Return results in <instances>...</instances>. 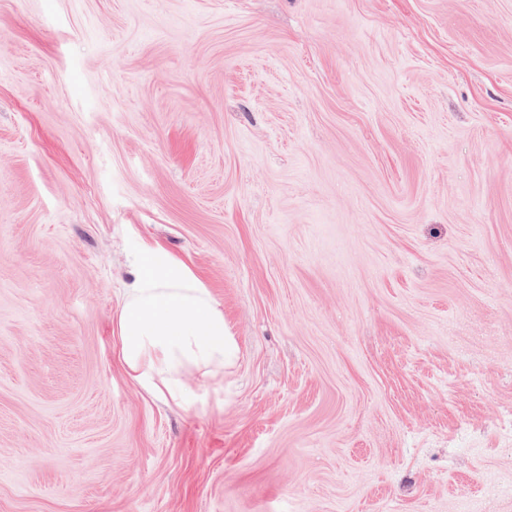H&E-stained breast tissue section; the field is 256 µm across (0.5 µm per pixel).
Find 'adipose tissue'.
<instances>
[{
	"instance_id": "ef3b65f1",
	"label": "adipose tissue",
	"mask_w": 512,
	"mask_h": 512,
	"mask_svg": "<svg viewBox=\"0 0 512 512\" xmlns=\"http://www.w3.org/2000/svg\"><path fill=\"white\" fill-rule=\"evenodd\" d=\"M118 356L129 376L159 395L170 379L223 367L236 344L224 313L192 270L161 248L133 269L117 313Z\"/></svg>"
}]
</instances>
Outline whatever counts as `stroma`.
Here are the masks:
<instances>
[{"label":"stroma","instance_id":"35a3bbf8","mask_svg":"<svg viewBox=\"0 0 512 512\" xmlns=\"http://www.w3.org/2000/svg\"><path fill=\"white\" fill-rule=\"evenodd\" d=\"M0 512H512V0H0ZM118 356L142 389L164 395L174 377L224 367L236 344L224 313L192 270L152 248L133 269L117 313Z\"/></svg>","mask_w":512,"mask_h":512}]
</instances>
